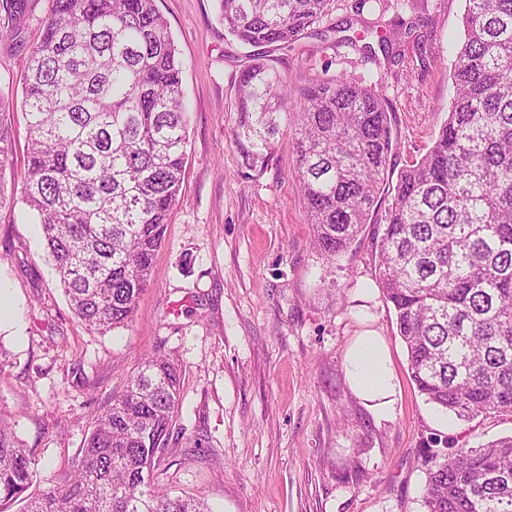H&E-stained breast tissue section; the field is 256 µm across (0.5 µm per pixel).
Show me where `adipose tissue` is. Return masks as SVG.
I'll list each match as a JSON object with an SVG mask.
<instances>
[{
  "mask_svg": "<svg viewBox=\"0 0 512 512\" xmlns=\"http://www.w3.org/2000/svg\"><path fill=\"white\" fill-rule=\"evenodd\" d=\"M347 373L353 391L373 401L387 398L393 390V377L385 348L371 336L359 339L349 350Z\"/></svg>",
  "mask_w": 512,
  "mask_h": 512,
  "instance_id": "adipose-tissue-1",
  "label": "adipose tissue"
}]
</instances>
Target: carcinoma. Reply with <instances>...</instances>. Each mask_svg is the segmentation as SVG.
I'll list each match as a JSON object with an SVG mask.
<instances>
[{"mask_svg":"<svg viewBox=\"0 0 512 512\" xmlns=\"http://www.w3.org/2000/svg\"><path fill=\"white\" fill-rule=\"evenodd\" d=\"M37 0H0V41L25 40ZM224 30L259 52L235 82L233 131L249 166L292 123L295 179L328 261L384 224L378 282L426 401L469 420L512 417V0H465L448 119L393 175L392 107L374 87L301 89L270 66L333 0H217ZM415 26L379 36L394 47ZM24 199L74 314L107 331L134 320L179 202L188 145L175 42L154 0H52L22 77ZM178 364L144 361L94 415L76 469L25 512H209L152 483L172 443ZM425 512H512V435L429 450ZM32 482L28 450L0 417V499Z\"/></svg>","mask_w":512,"mask_h":512,"instance_id":"cac0c4a2","label":"carcinoma"}]
</instances>
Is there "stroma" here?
<instances>
[{"label": "stroma", "instance_id": "stroma-1", "mask_svg": "<svg viewBox=\"0 0 512 512\" xmlns=\"http://www.w3.org/2000/svg\"><path fill=\"white\" fill-rule=\"evenodd\" d=\"M464 0H411L404 10L335 0L330 33H305L273 65L295 84L366 81L393 106L397 164L420 158L454 96L449 39L460 36ZM50 6L40 0L27 44L0 42V122L13 133V178L0 208V285L13 307L0 321V413L30 451L33 492L62 482L81 457L93 416L140 362L169 355L181 369L183 430L153 482L204 499L212 512H424L433 440L471 447L512 434V418L457 420L427 403L407 366L394 311L377 282L376 238L367 225L329 262L312 246L294 180V130L248 167L233 140L234 81L248 47L225 33L216 0H155L182 62L190 103L180 193L151 282L133 323L107 332L70 310L53 262L22 200L28 129L19 79ZM414 21L389 64L350 37ZM378 337L393 369L391 408L352 391L346 354Z\"/></svg>", "mask_w": 512, "mask_h": 512}]
</instances>
